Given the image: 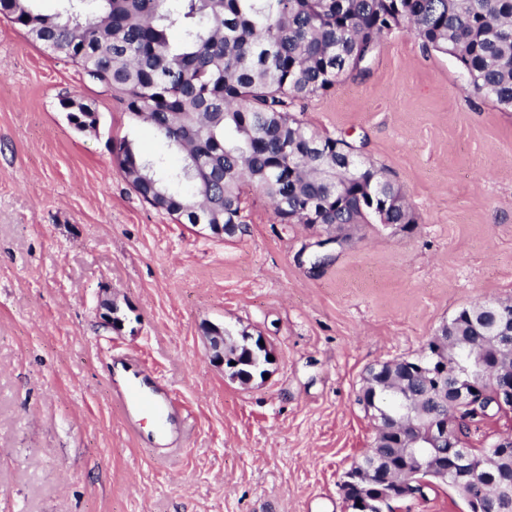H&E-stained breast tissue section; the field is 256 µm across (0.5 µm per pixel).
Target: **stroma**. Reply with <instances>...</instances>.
<instances>
[{"instance_id":"1","label":"stroma","mask_w":512,"mask_h":512,"mask_svg":"<svg viewBox=\"0 0 512 512\" xmlns=\"http://www.w3.org/2000/svg\"><path fill=\"white\" fill-rule=\"evenodd\" d=\"M65 98L93 103L96 128ZM295 115L383 168L417 224L359 225L340 250L249 186L242 232L178 223L113 160L124 137L172 166L151 127L0 18V512H347L341 479L375 434L366 369L417 355L462 308L512 302V111L455 58L393 32ZM208 324L264 336L267 378L211 363ZM125 355L186 408L170 454L111 401ZM464 510L444 484L397 505Z\"/></svg>"}]
</instances>
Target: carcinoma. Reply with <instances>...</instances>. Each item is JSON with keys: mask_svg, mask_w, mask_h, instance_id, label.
<instances>
[{"mask_svg": "<svg viewBox=\"0 0 512 512\" xmlns=\"http://www.w3.org/2000/svg\"><path fill=\"white\" fill-rule=\"evenodd\" d=\"M0 17L49 54L74 63L132 119L149 124L181 166L163 179L130 141L112 155L151 207L191 224L202 206L210 224H244L243 185L267 195L281 224L418 223L405 193L343 139L323 136L291 115L297 102L324 93L362 69L380 39L395 30L453 56L479 94L512 110V0H64L47 14L35 0H0ZM179 37H172L173 32ZM474 307L456 313L448 345L380 365L357 401L376 421L373 443L341 486L346 498H376L384 480L375 459L402 480L448 483L434 435L444 421L417 407L407 429L394 393L405 377L443 365L459 380L474 373L488 332ZM242 384L264 378L268 352L246 334L224 329ZM475 477L512 480V459L470 446Z\"/></svg>", "mask_w": 512, "mask_h": 512, "instance_id": "carcinoma-1", "label": "carcinoma"}]
</instances>
